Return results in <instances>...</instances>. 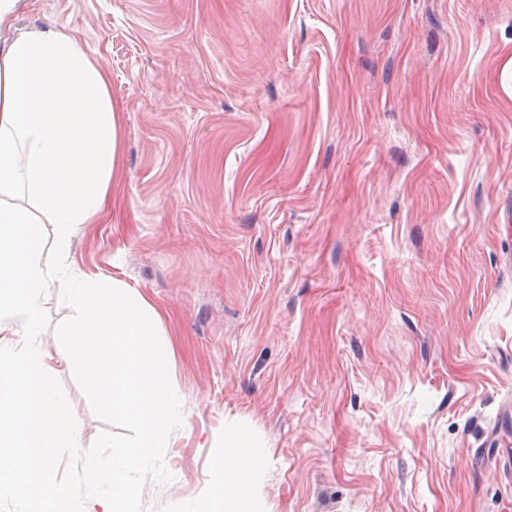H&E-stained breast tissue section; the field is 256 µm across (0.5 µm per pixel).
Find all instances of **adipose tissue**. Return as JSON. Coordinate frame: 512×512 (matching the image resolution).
Wrapping results in <instances>:
<instances>
[{
	"label": "adipose tissue",
	"mask_w": 512,
	"mask_h": 512,
	"mask_svg": "<svg viewBox=\"0 0 512 512\" xmlns=\"http://www.w3.org/2000/svg\"><path fill=\"white\" fill-rule=\"evenodd\" d=\"M22 5L0 0V481L23 479L21 512H70L52 481L55 449L79 445L73 410L52 382L63 363L137 432L92 465L106 491L82 512H138L136 474L157 460L179 416L158 317L132 288L87 280L66 290L74 315L61 351L35 341L45 252L67 255L78 225L109 215L122 114L109 73L74 36L52 25L15 33ZM16 336L30 339L18 356L8 351ZM261 474L251 441L225 432L209 490L188 512H260Z\"/></svg>",
	"instance_id": "adipose-tissue-1"
}]
</instances>
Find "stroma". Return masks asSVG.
Listing matches in <instances>:
<instances>
[{
	"label": "stroma",
	"instance_id": "obj_1",
	"mask_svg": "<svg viewBox=\"0 0 512 512\" xmlns=\"http://www.w3.org/2000/svg\"><path fill=\"white\" fill-rule=\"evenodd\" d=\"M75 35L123 117L112 217L48 256L38 338L76 279L138 291L180 417L139 512H185L224 433L262 512H512V0H28ZM81 447L72 507L135 429L53 377Z\"/></svg>",
	"mask_w": 512,
	"mask_h": 512
}]
</instances>
